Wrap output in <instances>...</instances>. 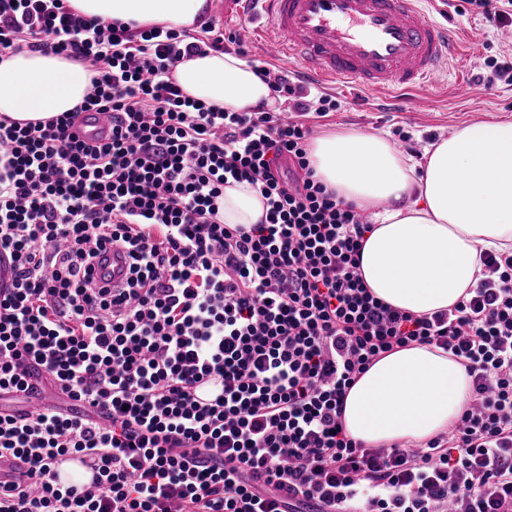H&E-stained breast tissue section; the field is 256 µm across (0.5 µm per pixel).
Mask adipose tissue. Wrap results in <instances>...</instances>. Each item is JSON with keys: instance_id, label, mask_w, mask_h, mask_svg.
Returning a JSON list of instances; mask_svg holds the SVG:
<instances>
[{"instance_id": "adipose-tissue-1", "label": "adipose tissue", "mask_w": 512, "mask_h": 512, "mask_svg": "<svg viewBox=\"0 0 512 512\" xmlns=\"http://www.w3.org/2000/svg\"><path fill=\"white\" fill-rule=\"evenodd\" d=\"M206 0H72L102 21L192 27ZM174 77L206 105L237 111L269 102L251 66L224 52L182 60ZM91 74L79 62L25 50L0 61V115L46 120L79 107ZM424 167L378 133L336 132L309 149L317 177L369 213L360 273L400 310L454 307L481 277V251L512 249V121L475 122L434 142ZM263 203L247 185L224 190V221L254 224ZM470 378L450 352L413 344L374 361L344 399L347 434L369 448L424 443L466 407Z\"/></svg>"}]
</instances>
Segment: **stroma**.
<instances>
[{
  "instance_id": "35a3bbf8",
  "label": "stroma",
  "mask_w": 512,
  "mask_h": 512,
  "mask_svg": "<svg viewBox=\"0 0 512 512\" xmlns=\"http://www.w3.org/2000/svg\"><path fill=\"white\" fill-rule=\"evenodd\" d=\"M435 3V18L460 26L464 34L468 55L458 62L455 76L449 77L443 87L401 96L332 88V95L342 107L315 126V135L359 130L388 138L400 128L411 136L414 158L420 162L433 138L479 120H512V81L496 82L489 89L482 82L487 56L512 54V25L496 28L479 17L459 14L454 0Z\"/></svg>"
}]
</instances>
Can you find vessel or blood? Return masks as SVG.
Instances as JSON below:
<instances>
[{"mask_svg":"<svg viewBox=\"0 0 512 512\" xmlns=\"http://www.w3.org/2000/svg\"><path fill=\"white\" fill-rule=\"evenodd\" d=\"M210 9L213 17L254 24L266 56L294 59L306 85L387 93L432 88L461 54L458 30L428 17L423 0H210ZM111 134V118L99 112L78 132L89 145ZM127 268L125 254L115 252L96 277L119 288ZM97 478L85 456L55 461L58 484L88 485Z\"/></svg>","mask_w":512,"mask_h":512,"instance_id":"1","label":"vessel or blood"}]
</instances>
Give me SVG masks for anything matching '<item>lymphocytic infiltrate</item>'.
I'll return each instance as SVG.
<instances>
[{
  "mask_svg": "<svg viewBox=\"0 0 512 512\" xmlns=\"http://www.w3.org/2000/svg\"><path fill=\"white\" fill-rule=\"evenodd\" d=\"M218 20L131 27L70 0H0V58L22 49L83 62V104L45 122L0 116V398L52 386L69 408H0V455L24 457L0 512H512V251L448 310L414 315L359 274L361 210L308 157L340 107L249 57ZM235 44L270 96L238 112L184 95L183 59ZM112 114V138L76 127ZM248 184L265 214L224 221ZM129 259L125 287L96 288L100 252ZM451 352L471 379L447 432L368 448L344 398L382 354ZM220 382L202 402L197 386ZM87 456L88 486H58L57 457Z\"/></svg>",
  "mask_w": 512,
  "mask_h": 512,
  "instance_id": "obj_1",
  "label": "lymphocytic infiltrate"
}]
</instances>
